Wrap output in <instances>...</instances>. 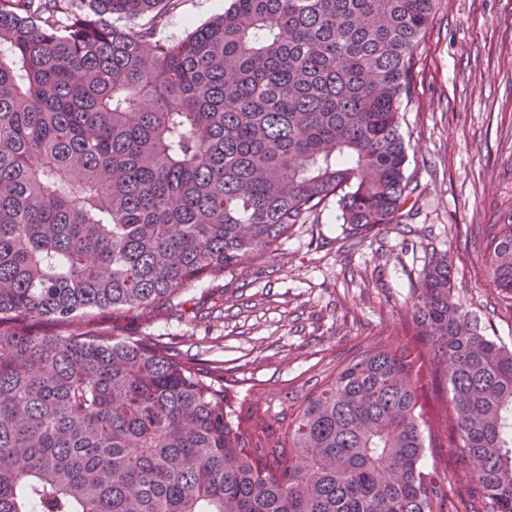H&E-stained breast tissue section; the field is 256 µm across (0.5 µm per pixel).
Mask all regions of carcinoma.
<instances>
[{"label": "carcinoma", "mask_w": 512, "mask_h": 512, "mask_svg": "<svg viewBox=\"0 0 512 512\" xmlns=\"http://www.w3.org/2000/svg\"><path fill=\"white\" fill-rule=\"evenodd\" d=\"M176 2L0 0V512H477L424 463V372L472 496L512 512V348L460 312L444 254L403 346L276 396L130 333L330 197L368 235L415 192L399 112L435 0H228L169 42ZM487 250L512 293V224Z\"/></svg>", "instance_id": "obj_1"}]
</instances>
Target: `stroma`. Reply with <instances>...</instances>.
<instances>
[{
	"label": "stroma",
	"instance_id": "35a3bbf8",
	"mask_svg": "<svg viewBox=\"0 0 512 512\" xmlns=\"http://www.w3.org/2000/svg\"><path fill=\"white\" fill-rule=\"evenodd\" d=\"M178 0L160 30L174 41L224 11ZM402 104L410 214L350 235L335 199L306 214L268 256L181 290L133 334L223 361L241 394L306 381L358 344L403 342L405 304L433 256L447 254L454 300L512 346V294L487 272L490 225L512 222V0H436Z\"/></svg>",
	"mask_w": 512,
	"mask_h": 512
}]
</instances>
